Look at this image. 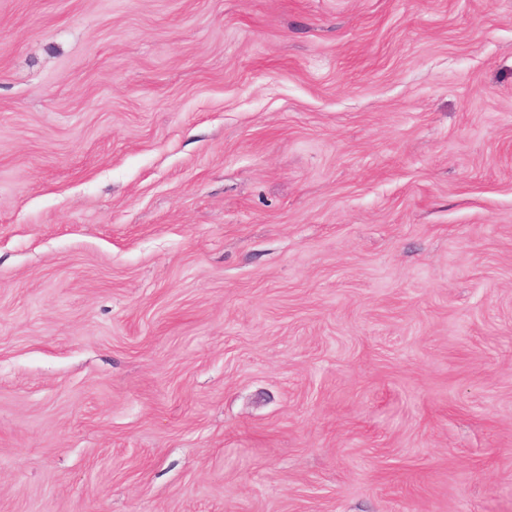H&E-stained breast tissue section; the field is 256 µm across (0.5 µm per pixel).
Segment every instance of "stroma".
Listing matches in <instances>:
<instances>
[{"label":"stroma","instance_id":"stroma-1","mask_svg":"<svg viewBox=\"0 0 512 512\" xmlns=\"http://www.w3.org/2000/svg\"><path fill=\"white\" fill-rule=\"evenodd\" d=\"M0 512H512V0H0Z\"/></svg>","mask_w":512,"mask_h":512}]
</instances>
